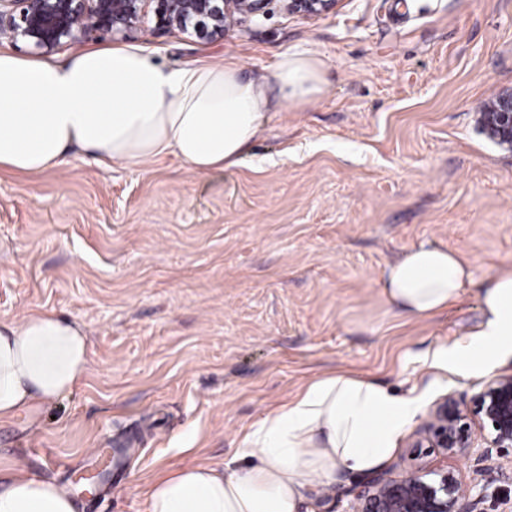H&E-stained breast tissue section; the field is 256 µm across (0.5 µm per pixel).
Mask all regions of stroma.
<instances>
[{
    "instance_id": "obj_1",
    "label": "stroma",
    "mask_w": 512,
    "mask_h": 512,
    "mask_svg": "<svg viewBox=\"0 0 512 512\" xmlns=\"http://www.w3.org/2000/svg\"><path fill=\"white\" fill-rule=\"evenodd\" d=\"M133 46L169 66L278 54L326 63L327 91L278 112L242 163L200 175L174 157L130 171L81 154L39 174L0 172V322L52 310L84 324L83 383L0 422V465L56 480L79 512H144L169 465L223 463L242 435L312 379L367 376L424 396L379 472L474 458L409 443L446 395L420 358L478 330L479 290L512 269V147L481 110L512 91V0H338L319 16L277 9L201 40L154 19L125 37L69 42L52 61ZM458 250L475 285L448 311L406 319L379 281L408 248ZM107 478L77 480L101 454ZM308 486L305 512H348L363 478Z\"/></svg>"
}]
</instances>
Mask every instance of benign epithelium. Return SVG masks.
Returning a JSON list of instances; mask_svg holds the SVG:
<instances>
[{"mask_svg":"<svg viewBox=\"0 0 512 512\" xmlns=\"http://www.w3.org/2000/svg\"><path fill=\"white\" fill-rule=\"evenodd\" d=\"M289 13L317 16L338 0H0V33L52 52L93 33L126 35L149 14L161 30L192 32L203 39L224 35L235 21L265 14L274 2ZM489 134L512 142V93L485 112ZM478 424L482 435L474 434ZM413 448H433L444 455L476 456L479 472L512 454V373L492 375L470 398V408L446 395L434 404ZM488 486L464 484L448 470L430 474L417 468L401 477L377 476L367 483L349 512H484Z\"/></svg>","mask_w":512,"mask_h":512,"instance_id":"benign-epithelium-1","label":"benign epithelium"}]
</instances>
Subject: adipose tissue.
Segmentation results:
<instances>
[{"mask_svg":"<svg viewBox=\"0 0 512 512\" xmlns=\"http://www.w3.org/2000/svg\"><path fill=\"white\" fill-rule=\"evenodd\" d=\"M325 63L287 51L255 76L239 61L173 68L140 49L112 46L50 63L0 50V169L37 174L67 165L72 150L133 168L171 155L207 174L241 164L283 105L326 91ZM467 260L422 244L389 264L387 304L410 317L457 303L471 284ZM484 321L469 337L438 346L424 367L467 379L512 358V270L479 294ZM90 343L83 324L34 310L0 323V421L52 404L83 380ZM421 396L330 373L245 432L223 465L163 468L145 492V512H300L303 490L343 470L378 468L420 414ZM0 512H78L55 480L0 469Z\"/></svg>","mask_w":512,"mask_h":512,"instance_id":"adipose-tissue-1","label":"adipose tissue"}]
</instances>
